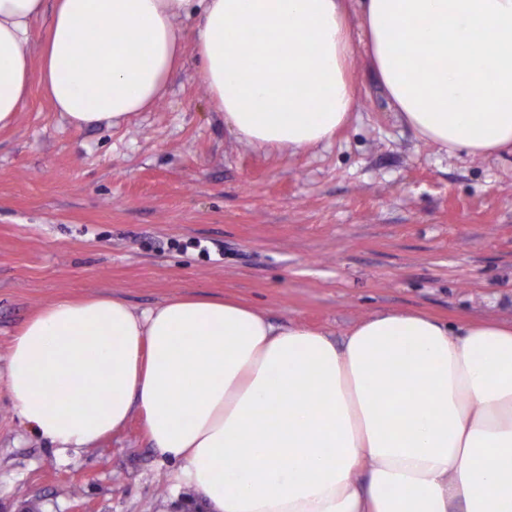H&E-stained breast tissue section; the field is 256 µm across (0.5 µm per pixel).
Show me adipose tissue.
Returning <instances> with one entry per match:
<instances>
[{
    "label": "adipose tissue",
    "instance_id": "adipose-tissue-1",
    "mask_svg": "<svg viewBox=\"0 0 512 512\" xmlns=\"http://www.w3.org/2000/svg\"><path fill=\"white\" fill-rule=\"evenodd\" d=\"M195 3L200 80L239 141L331 140L354 110L359 33L422 142L512 155V0H360L355 17L348 0H0V129L36 81L77 128L152 109ZM5 380L60 451L140 417L210 512H512V321L395 309L338 341L232 298L64 299L12 337Z\"/></svg>",
    "mask_w": 512,
    "mask_h": 512
}]
</instances>
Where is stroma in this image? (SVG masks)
Here are the masks:
<instances>
[{"mask_svg":"<svg viewBox=\"0 0 512 512\" xmlns=\"http://www.w3.org/2000/svg\"><path fill=\"white\" fill-rule=\"evenodd\" d=\"M353 49L349 123L298 152L239 142L189 50L161 102L113 128L71 126L33 86L0 130V512H208L141 418L64 453L26 429L8 346L48 303L234 298L339 340L394 309L512 321V156L421 143Z\"/></svg>","mask_w":512,"mask_h":512,"instance_id":"stroma-1","label":"stroma"}]
</instances>
